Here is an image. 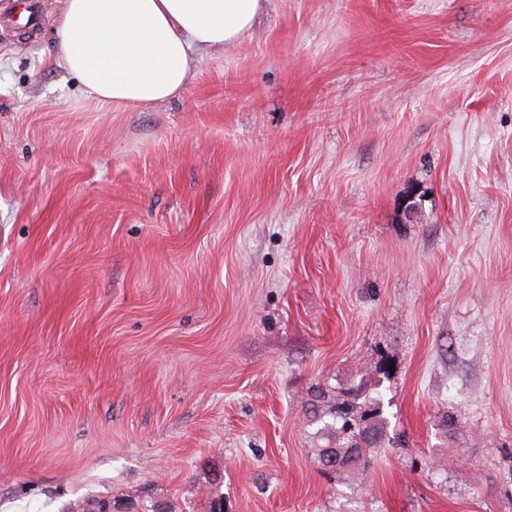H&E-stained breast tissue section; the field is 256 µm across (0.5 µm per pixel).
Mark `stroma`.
<instances>
[{
    "mask_svg": "<svg viewBox=\"0 0 512 512\" xmlns=\"http://www.w3.org/2000/svg\"><path fill=\"white\" fill-rule=\"evenodd\" d=\"M39 6L0 0V512H512V0H266L124 111ZM317 386L397 445L324 474Z\"/></svg>",
    "mask_w": 512,
    "mask_h": 512,
    "instance_id": "1",
    "label": "stroma"
}]
</instances>
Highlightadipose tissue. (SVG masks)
<instances>
[{"label":"adipose tissue","instance_id":"ef3b65f1","mask_svg":"<svg viewBox=\"0 0 512 512\" xmlns=\"http://www.w3.org/2000/svg\"><path fill=\"white\" fill-rule=\"evenodd\" d=\"M265 0H57L56 62L94 103L178 96L192 56L236 42Z\"/></svg>","mask_w":512,"mask_h":512}]
</instances>
